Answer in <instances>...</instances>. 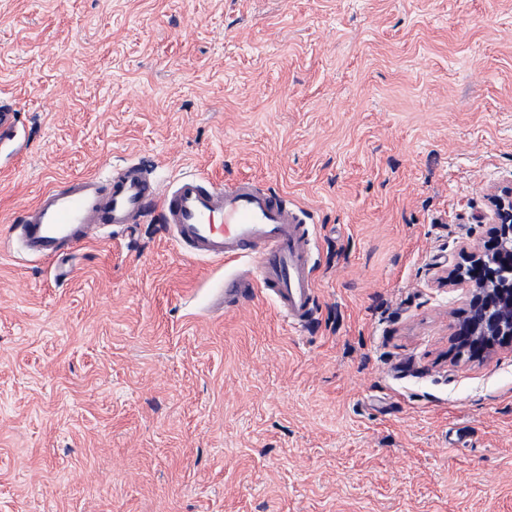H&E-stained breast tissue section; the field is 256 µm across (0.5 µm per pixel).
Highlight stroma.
<instances>
[{
    "label": "stroma",
    "instance_id": "1",
    "mask_svg": "<svg viewBox=\"0 0 512 512\" xmlns=\"http://www.w3.org/2000/svg\"><path fill=\"white\" fill-rule=\"evenodd\" d=\"M0 239L133 160L303 208L316 308L161 225L0 247V512H512V346L439 277L512 182V0H0Z\"/></svg>",
    "mask_w": 512,
    "mask_h": 512
}]
</instances>
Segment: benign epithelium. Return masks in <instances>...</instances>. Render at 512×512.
<instances>
[{"instance_id":"7a95c632","label":"benign epithelium","mask_w":512,"mask_h":512,"mask_svg":"<svg viewBox=\"0 0 512 512\" xmlns=\"http://www.w3.org/2000/svg\"><path fill=\"white\" fill-rule=\"evenodd\" d=\"M489 220L487 239L463 247L448 268V284L471 293L468 312L457 318L456 344L477 357L512 345V186L491 195Z\"/></svg>"}]
</instances>
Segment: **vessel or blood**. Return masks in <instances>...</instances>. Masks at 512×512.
<instances>
[{
	"mask_svg": "<svg viewBox=\"0 0 512 512\" xmlns=\"http://www.w3.org/2000/svg\"><path fill=\"white\" fill-rule=\"evenodd\" d=\"M152 211L178 249L245 264L244 273L224 278L223 310L238 308L258 287L294 327L311 319L316 295L311 232L296 205L250 178L220 185L186 176L163 188L139 164L129 163L104 181L71 179L43 192L25 211L15 243L33 258L52 259L97 226L133 224Z\"/></svg>",
	"mask_w": 512,
	"mask_h": 512,
	"instance_id": "vessel-or-blood-1",
	"label": "vessel or blood"
}]
</instances>
